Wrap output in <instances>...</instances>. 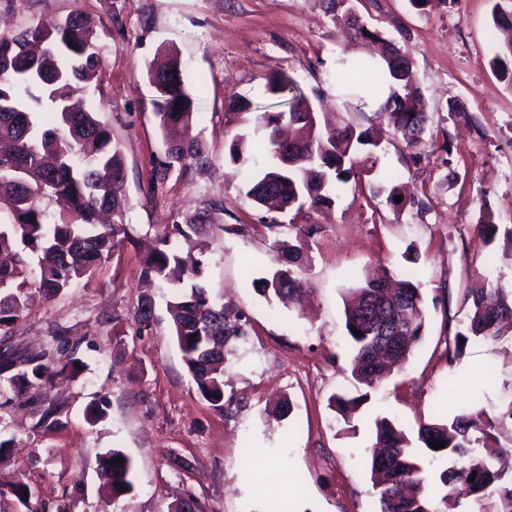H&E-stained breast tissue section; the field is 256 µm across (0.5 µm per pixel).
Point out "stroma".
Wrapping results in <instances>:
<instances>
[{"label": "stroma", "instance_id": "stroma-1", "mask_svg": "<svg viewBox=\"0 0 512 512\" xmlns=\"http://www.w3.org/2000/svg\"><path fill=\"white\" fill-rule=\"evenodd\" d=\"M498 1L512 6L446 0L420 12L409 0H351L369 29L411 50L430 114L425 146L411 150L373 101L337 102V59L373 49L347 38L323 0H0V33L73 11L111 23L101 36V81L89 96L121 145L134 229L91 280L54 297L33 295L15 326L9 347L18 353L39 352L56 329H69L84 368L56 383L64 407L55 427L42 426L48 402L30 389L0 406V421L17 437L0 454V489L27 483L35 512H170L187 490L205 512H379L367 467L376 418L410 435L423 420L493 416L511 402V347L473 339L456 363L445 355L468 289L512 290V246H487L476 234L486 207L496 224L512 226V87L490 68ZM168 49L180 56L210 162L154 188L151 161L164 141L148 70ZM277 72L319 96L331 125L366 122L380 137L374 170H358L339 200L311 211L320 230L301 242L304 304L290 308L250 284L276 264L270 222L289 216L246 197L249 171L230 162L228 146L255 128L224 123L232 95L269 104L264 86ZM394 184L397 204L386 195ZM214 200L223 208L213 213L217 231L202 239L204 281L218 303L247 319L224 360L221 412L198 393L172 337L173 284L140 278L156 239ZM406 268L423 292L426 332L402 371L368 390L351 374L342 293L366 275ZM146 295L155 318L140 335L134 314ZM362 393L351 419L329 405L332 395ZM281 400L290 411L279 418L273 407ZM91 404L104 406V419L87 420ZM112 448L133 465L134 489L116 500L100 490V459Z\"/></svg>", "mask_w": 512, "mask_h": 512}]
</instances>
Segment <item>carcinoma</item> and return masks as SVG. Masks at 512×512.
<instances>
[{
  "instance_id": "cac0c4a2",
  "label": "carcinoma",
  "mask_w": 512,
  "mask_h": 512,
  "mask_svg": "<svg viewBox=\"0 0 512 512\" xmlns=\"http://www.w3.org/2000/svg\"><path fill=\"white\" fill-rule=\"evenodd\" d=\"M382 66L366 59L340 58L336 64V89H360L383 94L379 115L389 116L394 135L410 149L425 145L430 121L419 101L409 49L391 43L381 55ZM493 71L512 84V38L495 47ZM102 69L100 34L79 13L41 20L15 32L0 34V340L8 341L32 292L52 297L74 282L91 279L124 242L132 239L127 222L125 194L126 164L112 129L99 118V107L84 99V92L98 81ZM164 83L154 88V116L161 131H182L179 139L165 141L162 155L152 161L151 182H163L176 171L208 164L206 146L194 133L198 112L184 87L181 63L174 53L154 69ZM265 94L282 99L284 109L258 111L248 99L233 100L235 111L226 124L255 123L265 137L248 141L245 134L231 140L232 162L243 166L267 162L247 185L246 196L262 207L295 215L307 214L335 202V196L356 175L353 154L363 145L378 146L373 129L348 124L340 128L322 126L321 116L297 81L280 74L265 85ZM64 198L67 209L59 214L47 210L45 202ZM222 209L214 201L196 211L183 224L158 239L142 262L141 278L153 283L167 277L172 268L188 280L167 300L170 324L187 372L198 392L213 409L224 411V357L229 344L244 335L242 315H230L215 303L202 283L204 263L190 243L212 224V213ZM479 237L490 245L498 234L512 244V227L495 224L492 210L480 213ZM277 256L288 263L302 262V251L276 241ZM255 290L268 297L299 301L292 270L275 268L253 280ZM345 327L353 341L352 368L356 378L370 386L401 369L411 356V345L426 331L424 297L413 276L367 280L349 288L343 297ZM374 305L378 315L397 323L400 333L410 336L405 344L376 356L369 339L373 322L366 311ZM461 330L446 340L448 362L460 358L472 339L491 345L512 344V293L476 288L464 298ZM135 318L140 328L151 327L153 303L144 300ZM360 335H354V332ZM196 338H191V335ZM69 344L65 331L53 336V344L37 354L7 352L0 355V382L11 387L26 385L48 394L64 373L80 375L73 357L64 364L55 351ZM363 396L335 395L330 406L342 413L354 410ZM512 421V401L499 416L460 413L446 420L419 424L408 437L387 417L375 420V440L367 461L380 512H451L461 496H498L497 512H512V463L502 451L506 420ZM444 442L436 450L432 443ZM484 449L480 455L472 449ZM445 463L439 480L446 492L439 509L427 492L424 458ZM123 459L120 464L114 459ZM106 496H123L121 488L133 489L130 459L110 449L102 458ZM475 480H470L471 474ZM171 512H203L197 497L185 492Z\"/></svg>"
}]
</instances>
